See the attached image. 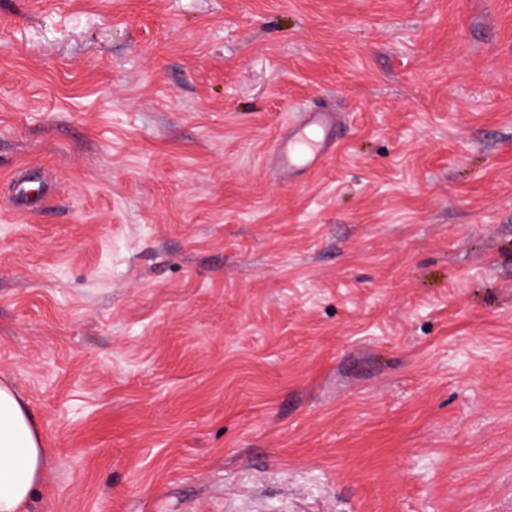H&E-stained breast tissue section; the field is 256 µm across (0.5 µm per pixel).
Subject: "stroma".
Segmentation results:
<instances>
[{
	"label": "stroma",
	"mask_w": 512,
	"mask_h": 512,
	"mask_svg": "<svg viewBox=\"0 0 512 512\" xmlns=\"http://www.w3.org/2000/svg\"><path fill=\"white\" fill-rule=\"evenodd\" d=\"M0 378L31 512H512V0H0ZM339 113L328 110L306 112L287 123L269 153V165L281 178L316 167L336 145ZM39 423L10 383L0 381V512H28L45 480Z\"/></svg>",
	"instance_id": "1"
}]
</instances>
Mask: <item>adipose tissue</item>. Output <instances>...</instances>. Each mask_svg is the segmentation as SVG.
Returning <instances> with one entry per match:
<instances>
[{
	"label": "adipose tissue",
	"instance_id": "adipose-tissue-1",
	"mask_svg": "<svg viewBox=\"0 0 512 512\" xmlns=\"http://www.w3.org/2000/svg\"><path fill=\"white\" fill-rule=\"evenodd\" d=\"M39 423L10 383L0 381V512H27L45 480Z\"/></svg>",
	"mask_w": 512,
	"mask_h": 512
}]
</instances>
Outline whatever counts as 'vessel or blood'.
I'll return each instance as SVG.
<instances>
[{"mask_svg":"<svg viewBox=\"0 0 512 512\" xmlns=\"http://www.w3.org/2000/svg\"><path fill=\"white\" fill-rule=\"evenodd\" d=\"M340 122L338 113L320 110L287 123L269 153L271 170L285 178L316 167L332 154Z\"/></svg>","mask_w":512,"mask_h":512,"instance_id":"b4317fda","label":"vessel or blood"}]
</instances>
